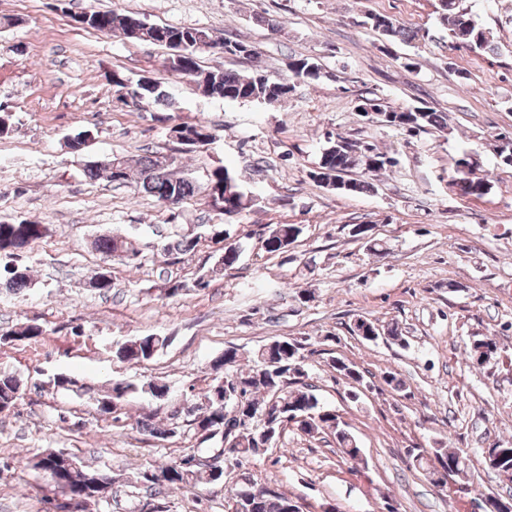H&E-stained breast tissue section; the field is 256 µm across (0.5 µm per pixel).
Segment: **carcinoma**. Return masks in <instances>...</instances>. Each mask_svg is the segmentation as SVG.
<instances>
[{
    "label": "carcinoma",
    "instance_id": "carcinoma-1",
    "mask_svg": "<svg viewBox=\"0 0 512 512\" xmlns=\"http://www.w3.org/2000/svg\"><path fill=\"white\" fill-rule=\"evenodd\" d=\"M438 15L441 23L448 28V40L452 46L471 50L495 53L498 50L488 29L479 23L465 7V0H438ZM84 26L108 32L114 28L123 31L131 41L169 47L176 43L181 46L178 57L168 58L169 69L178 74L191 76L201 92L209 97L225 101H248L266 105L279 103L288 98L294 85L285 79L273 78L257 69L243 75L234 70L205 71L200 68L197 57L204 50L217 49L220 52L246 59L259 57L258 49L242 40L224 39L219 42L202 28L176 27L151 24L137 16L117 14L112 11L91 10L84 13ZM361 25L384 38V49L393 44L410 45L424 37L421 30L401 25L393 17L382 13H368ZM292 78L299 81H316L321 77V67L314 58L292 56L288 62ZM131 97L148 104L171 110L173 102L159 90V85L151 82L145 86L136 85ZM366 114L373 111L379 114L378 122L388 127L407 128L412 131L448 129V115L431 107H391L374 103L370 99L357 106ZM180 137L178 144L188 151L212 139L210 127L198 120L179 122L170 127V136ZM465 159L456 162V176L468 181L464 198H482L490 192L491 185L484 177L472 173L471 168L462 167ZM396 165V159L387 152L378 150L371 144L327 137V146L321 153L317 166L309 172L310 178L319 184L343 194H364L374 190L373 177ZM354 168L362 169L366 177L352 179L347 173ZM89 178L103 179L119 186L133 188L137 194H145L158 202L176 207L184 201L201 196L205 204L224 216L238 215L251 206L245 200V192L234 172L225 165L213 167L204 182L194 178L179 176L172 170L165 156L145 155L135 161L125 157H108L105 163H94L86 167ZM371 226L355 224L351 235L366 240L374 252L384 250L383 244L368 237ZM302 228L298 224H275L268 228L263 239V247L269 254L286 251ZM48 227L36 221H0V261H5V277L0 288L20 291L30 283L27 267L17 264L21 256L33 242L45 237ZM199 243L196 236L182 235L163 245V253L186 255L195 251ZM95 248L103 255L118 258L126 264H136L139 250L126 238L118 235H103L95 240ZM352 332L365 341L374 342L383 335L387 339L401 342L403 336L399 325L390 323L383 328L366 317L356 318ZM46 334L43 325L33 321L0 334V340L36 341ZM167 345V338L145 335L121 344L115 350V357L126 363H140L152 359ZM498 354L495 338L485 336L470 343L467 357L472 364L481 366L490 362ZM239 358L238 348L229 346L213 362V371L224 375L212 379V383L201 394L202 403L186 408L185 416L194 430L198 444H214L207 456L190 453L179 461L161 468L160 473L144 476L153 486L181 489L192 483L212 481L208 461L227 467V461H235L239 468L250 460L265 453L259 445L265 443V431L274 433L277 440L289 427L314 438L322 433H331L336 440L342 457L350 462L362 460L361 448L356 438L347 429L340 415L322 406L308 385L302 382L306 376L300 360V344L288 339H275L262 346L255 353L254 366L248 370L232 371ZM23 382L12 372L0 371V413L15 408L23 393ZM130 385L118 381L113 383L109 395L97 401V409L102 415L119 413L127 400ZM142 428L150 436L165 440L178 432V426L155 425L150 420L142 422ZM73 465L59 464L56 452L48 451L36 458L34 467L50 474L54 486L68 497V504L76 507L91 502L105 503L107 499L97 495L95 483L101 479L107 484L112 480L97 469L86 465L77 455H72ZM485 465L492 471L512 470V444L497 443L489 454L483 456ZM415 465L434 478L437 468H442L445 477L463 471L466 457L459 451L448 450L447 442L437 441L431 453L417 454ZM258 482L252 480L244 487L231 491V512H300L297 503L285 493L273 487L256 488Z\"/></svg>",
    "mask_w": 512,
    "mask_h": 512
}]
</instances>
